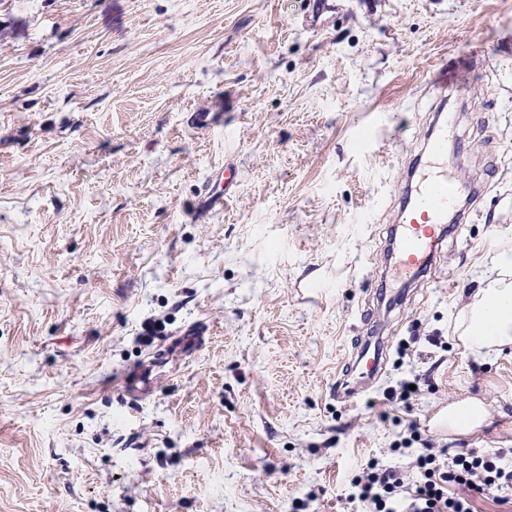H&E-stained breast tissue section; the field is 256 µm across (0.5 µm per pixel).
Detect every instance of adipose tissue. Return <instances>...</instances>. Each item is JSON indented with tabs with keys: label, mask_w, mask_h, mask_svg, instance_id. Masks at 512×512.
<instances>
[{
	"label": "adipose tissue",
	"mask_w": 512,
	"mask_h": 512,
	"mask_svg": "<svg viewBox=\"0 0 512 512\" xmlns=\"http://www.w3.org/2000/svg\"><path fill=\"white\" fill-rule=\"evenodd\" d=\"M498 277L483 280L464 305L459 339L472 354L483 355L495 347L512 346V244H504L497 256ZM490 409L477 398H465L440 413V422L452 431H470L481 426Z\"/></svg>",
	"instance_id": "adipose-tissue-1"
}]
</instances>
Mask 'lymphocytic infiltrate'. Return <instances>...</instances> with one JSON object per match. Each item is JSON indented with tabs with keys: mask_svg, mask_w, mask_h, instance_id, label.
<instances>
[{
	"mask_svg": "<svg viewBox=\"0 0 512 512\" xmlns=\"http://www.w3.org/2000/svg\"><path fill=\"white\" fill-rule=\"evenodd\" d=\"M395 441L394 451L409 459L392 467L370 460L352 480L350 501L363 512H475L474 497L483 495L498 504L512 502V456L502 451L464 448L414 449L421 434Z\"/></svg>",
	"mask_w": 512,
	"mask_h": 512,
	"instance_id": "f902f5d3",
	"label": "lymphocytic infiltrate"
}]
</instances>
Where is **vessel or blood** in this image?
<instances>
[{
  "label": "vessel or blood",
  "instance_id": "obj_1",
  "mask_svg": "<svg viewBox=\"0 0 512 512\" xmlns=\"http://www.w3.org/2000/svg\"><path fill=\"white\" fill-rule=\"evenodd\" d=\"M186 123L192 129L209 131L223 126L224 115L193 111L187 114ZM454 133L452 114H443L441 121L432 128L425 154L413 171L414 195L401 212L398 236L392 244L391 264L387 271L395 283L406 285L418 279L431 267L440 249L448 213L455 209L459 195V187L448 173V140ZM236 177L232 167L217 168L210 185L199 195L192 212L193 220H204L211 211L223 207L221 189L231 185ZM385 355L383 343H361L354 360L360 377L376 376ZM155 368L152 362L141 365L133 377L122 380L121 387L126 395L137 398L148 394L154 385Z\"/></svg>",
  "mask_w": 512,
  "mask_h": 512
}]
</instances>
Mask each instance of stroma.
<instances>
[{
  "label": "stroma",
  "mask_w": 512,
  "mask_h": 512,
  "mask_svg": "<svg viewBox=\"0 0 512 512\" xmlns=\"http://www.w3.org/2000/svg\"><path fill=\"white\" fill-rule=\"evenodd\" d=\"M442 107L481 217L388 302L407 168ZM192 110L223 127L189 129ZM226 163L223 209L191 222ZM510 236L512 0L318 18L312 0H0V512H357L351 478L405 465L411 424L512 449V348L476 356L456 332ZM366 336L382 369L336 399ZM154 352V391L125 398ZM404 380L407 404L388 396ZM468 397L485 423L434 425Z\"/></svg>",
  "instance_id": "obj_1"
}]
</instances>
